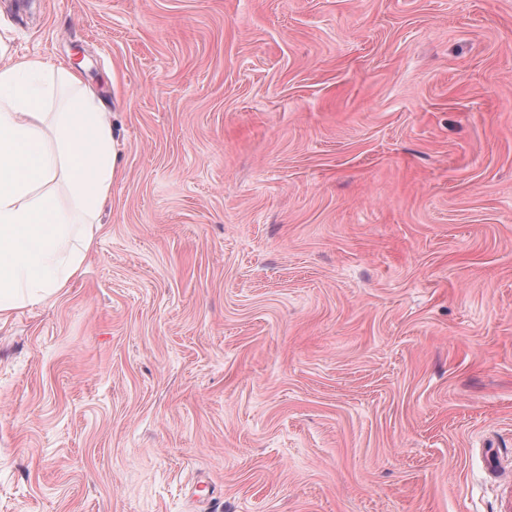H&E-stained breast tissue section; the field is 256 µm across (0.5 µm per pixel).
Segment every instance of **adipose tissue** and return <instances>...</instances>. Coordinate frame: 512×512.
I'll use <instances>...</instances> for the list:
<instances>
[{
    "label": "adipose tissue",
    "mask_w": 512,
    "mask_h": 512,
    "mask_svg": "<svg viewBox=\"0 0 512 512\" xmlns=\"http://www.w3.org/2000/svg\"><path fill=\"white\" fill-rule=\"evenodd\" d=\"M118 145L110 112L77 73L10 58L0 42V321L80 273L120 176Z\"/></svg>",
    "instance_id": "1"
}]
</instances>
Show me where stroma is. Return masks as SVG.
Returning <instances> with one entry per match:
<instances>
[{"label": "stroma", "instance_id": "1", "mask_svg": "<svg viewBox=\"0 0 512 512\" xmlns=\"http://www.w3.org/2000/svg\"><path fill=\"white\" fill-rule=\"evenodd\" d=\"M123 172L0 323V512H499L512 0H0Z\"/></svg>", "mask_w": 512, "mask_h": 512}]
</instances>
